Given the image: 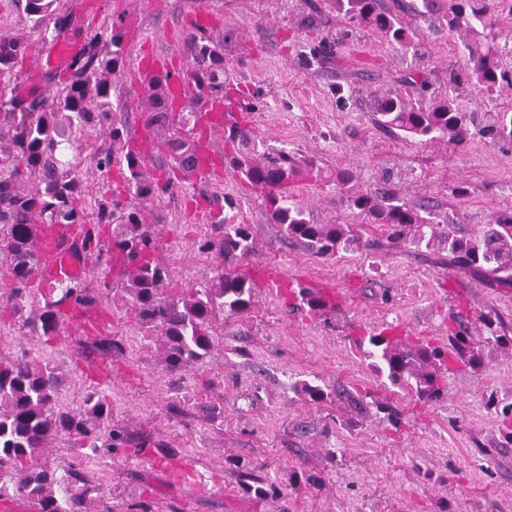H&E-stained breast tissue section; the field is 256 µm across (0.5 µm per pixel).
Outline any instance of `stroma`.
Wrapping results in <instances>:
<instances>
[{"label":"stroma","instance_id":"obj_1","mask_svg":"<svg viewBox=\"0 0 512 512\" xmlns=\"http://www.w3.org/2000/svg\"><path fill=\"white\" fill-rule=\"evenodd\" d=\"M492 3L485 33L512 69V0ZM202 4L219 18L212 36L225 40L231 80L223 94L239 103L234 122L262 148L314 159L324 178L295 182L290 195L317 223L359 225L371 245L322 257L288 241L269 222L262 196L236 178L178 183L144 211L171 288L198 286L220 265L216 254L196 247L218 214L189 209L194 196L219 195L234 203L221 215L252 227L254 250L233 267L256 282L250 310L218 317L210 355L169 373L159 336L145 335L121 301L97 297L92 324L50 338L31 333L37 305L17 316L0 303V360L52 357L65 404L82 408L88 392H99L123 435L118 449L95 452L57 436L35 465L80 473L91 488V512H512V447H501L505 427L487 405L492 397L512 402V350L487 345L482 369L450 373L445 399L426 404L379 377L359 344L389 325L403 328L412 344L444 342L461 314L474 338L485 336L484 314L512 331V282L454 266L435 246L389 243L346 202L347 194L388 184L406 203L431 204L434 220L466 232L512 211V143L419 144L383 131L375 114L381 95L412 94L405 79L422 70L442 92L482 112L512 113V87L489 99L470 83L455 88L450 72L467 71L465 32L410 13L401 0L381 6L410 26L405 47L349 24L325 0H112L98 24L126 17L128 62L151 47L186 69L189 45L167 37L180 38ZM0 35L30 44L10 95L48 98L74 79L71 70L37 67L45 46L13 0H0ZM128 75L123 69L112 78V110L132 136L143 93ZM108 145L100 134L81 148L89 197L123 188L118 167L95 172V152ZM341 169L354 174L345 192L326 178ZM458 186L463 195H454ZM270 267L317 293L331 287L340 308L335 326L260 285ZM302 381L321 385L327 400L309 404L298 390ZM241 461L279 495L250 491Z\"/></svg>","mask_w":512,"mask_h":512}]
</instances>
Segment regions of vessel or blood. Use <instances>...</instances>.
Returning a JSON list of instances; mask_svg holds the SVG:
<instances>
[{
  "mask_svg": "<svg viewBox=\"0 0 512 512\" xmlns=\"http://www.w3.org/2000/svg\"><path fill=\"white\" fill-rule=\"evenodd\" d=\"M75 44L61 42L60 46L40 55L39 66L45 71L63 70L75 57ZM135 85H143L157 77H165L166 97L183 101L190 90V78L186 71L174 65L169 54L155 50L143 51L133 70ZM233 107L221 97L199 100L196 106L199 135L196 174L207 181H219L224 177V159L215 139L231 119ZM84 227L78 225H45L40 242L42 264L37 272L41 285H48L58 279L81 278L89 274L90 252L80 248L79 242L85 237Z\"/></svg>",
  "mask_w": 512,
  "mask_h": 512,
  "instance_id": "obj_1",
  "label": "vessel or blood"
}]
</instances>
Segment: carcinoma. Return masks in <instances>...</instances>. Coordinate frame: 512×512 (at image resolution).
<instances>
[{
    "label": "carcinoma",
    "mask_w": 512,
    "mask_h": 512,
    "mask_svg": "<svg viewBox=\"0 0 512 512\" xmlns=\"http://www.w3.org/2000/svg\"><path fill=\"white\" fill-rule=\"evenodd\" d=\"M33 26L43 31V40L57 41L48 21L57 0H17ZM329 8L345 19L380 33L387 41L404 47L411 28L383 12L378 0H329ZM429 13L441 14L452 30L468 32L465 48L474 85L486 95L512 86V72L501 64L498 50L476 24L484 23L489 0H450L440 12L437 0L426 3ZM125 19L118 15L112 26L90 35L84 47L85 62L75 79L47 105L6 95L16 79V66L28 51V43L16 36H0V268L11 282L8 301L13 311L22 310L30 289L38 287L34 274L41 265L38 230L43 224H84L79 203L84 178L76 158L65 152L76 149L77 138L100 130L109 135L112 148L96 163L106 173L112 164L126 168L125 195H112L97 202L96 220L112 225L109 253L120 256L119 290L145 333L163 337V367L178 372L205 358L213 347V321L217 314H241L253 302L254 285L243 274L216 268L210 282L200 288L174 293L168 288L169 270L156 258L157 238L143 221L142 207L174 186L168 177L149 176L148 158L126 146L125 129L112 117L110 76L125 65ZM190 76L194 99L216 97L224 89V41L203 32H189ZM379 126L420 142L462 144L478 136L492 143L512 141V115L484 113V123L475 125V113L465 112L450 94L436 95L429 102L412 101L399 93L384 95L376 106ZM147 127L159 136L158 152L175 161L172 169L181 178L191 176L196 137L194 107L172 112L164 98V84L155 79L147 90L143 111ZM227 169L242 183L259 191L268 206L272 223L288 238L319 255H333L362 242L354 224H318L288 193V185L306 177H321L313 161L288 153L259 152L250 132L238 123L224 128ZM350 209L368 224H378L387 238L415 247L438 243L450 260L473 270L487 269L512 278V212L501 213L478 233L466 234L454 224H433L420 209L401 200L373 193L347 197ZM201 253H214L221 261L234 262L253 251L248 224H230L221 219L213 232L198 241ZM35 336H55L60 329V307L66 301L91 305L95 298L78 279L56 281L44 289ZM486 343L512 348V336L486 316ZM368 357L373 370L390 384L424 403L444 398L445 375L459 368L473 372L482 368V345L468 336L462 320L448 329V344H406L380 331L368 336ZM61 379L49 358L32 363L25 358L0 361V500L25 499L36 512H87L89 489L76 473L60 474L44 467L32 469L29 461L57 434L66 432L90 440L91 448L105 436L116 447L112 407L103 398L89 394L82 410H65L60 403ZM300 391L311 405L328 394L304 382Z\"/></svg>",
    "instance_id": "obj_1"
}]
</instances>
